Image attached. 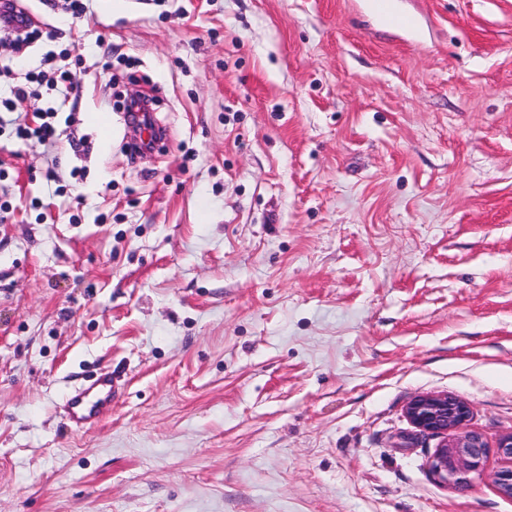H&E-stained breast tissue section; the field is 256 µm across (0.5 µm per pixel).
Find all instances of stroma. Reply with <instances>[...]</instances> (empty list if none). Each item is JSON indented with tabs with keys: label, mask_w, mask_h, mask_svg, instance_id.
Listing matches in <instances>:
<instances>
[{
	"label": "stroma",
	"mask_w": 512,
	"mask_h": 512,
	"mask_svg": "<svg viewBox=\"0 0 512 512\" xmlns=\"http://www.w3.org/2000/svg\"><path fill=\"white\" fill-rule=\"evenodd\" d=\"M0 512H512L406 406L512 432V0H18ZM76 72L78 90L55 78ZM142 94L167 136L130 145ZM51 108L56 142L16 129ZM112 372V413L64 393ZM118 395L112 373L96 375L91 383L69 392L64 398L67 420L77 426H89L112 412V403Z\"/></svg>",
	"instance_id": "35a3bbf8"
}]
</instances>
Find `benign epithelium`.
<instances>
[{
	"label": "benign epithelium",
	"mask_w": 512,
	"mask_h": 512,
	"mask_svg": "<svg viewBox=\"0 0 512 512\" xmlns=\"http://www.w3.org/2000/svg\"><path fill=\"white\" fill-rule=\"evenodd\" d=\"M406 415L414 428L440 438L429 469L443 482L466 488L488 477L502 496L512 498V433L490 446L481 433L466 428L470 405L451 393L417 395ZM492 454L501 466L490 473L487 462Z\"/></svg>",
	"instance_id": "benign-epithelium-1"
}]
</instances>
